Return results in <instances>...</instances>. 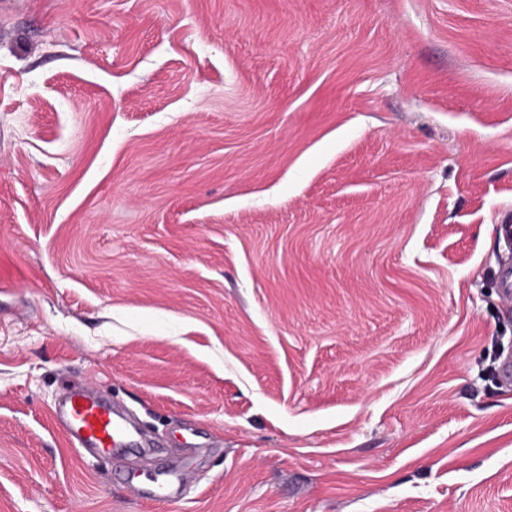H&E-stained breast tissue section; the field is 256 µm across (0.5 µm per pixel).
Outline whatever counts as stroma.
Instances as JSON below:
<instances>
[{"mask_svg":"<svg viewBox=\"0 0 512 512\" xmlns=\"http://www.w3.org/2000/svg\"><path fill=\"white\" fill-rule=\"evenodd\" d=\"M508 210L512 0H0V512H512ZM51 413L56 428L75 448L95 456L112 455V460L123 468L129 456L146 447L147 441L131 418L98 398L88 387L68 390ZM194 457L192 455V448H186L185 454L172 463L166 470L160 472L163 477L161 481L157 478L153 481L154 487L149 491H141L139 487L134 484V481L138 479L139 475L136 472L126 470L125 478L131 487L138 492L139 495L149 499H166L171 496L170 489L176 486V492L179 491L182 486L187 472L193 465Z\"/></svg>","mask_w":512,"mask_h":512,"instance_id":"stroma-1","label":"stroma"}]
</instances>
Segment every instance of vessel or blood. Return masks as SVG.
I'll list each match as a JSON object with an SVG mask.
<instances>
[{
    "label": "vessel or blood",
    "instance_id": "vessel-or-blood-1",
    "mask_svg": "<svg viewBox=\"0 0 512 512\" xmlns=\"http://www.w3.org/2000/svg\"><path fill=\"white\" fill-rule=\"evenodd\" d=\"M53 422L74 447L98 456H111L121 464L146 446L142 433L131 418L98 398L90 388L68 390L51 410ZM192 453H185L162 473L153 489L146 491L149 499H166L172 487L182 486L193 464Z\"/></svg>",
    "mask_w": 512,
    "mask_h": 512
}]
</instances>
